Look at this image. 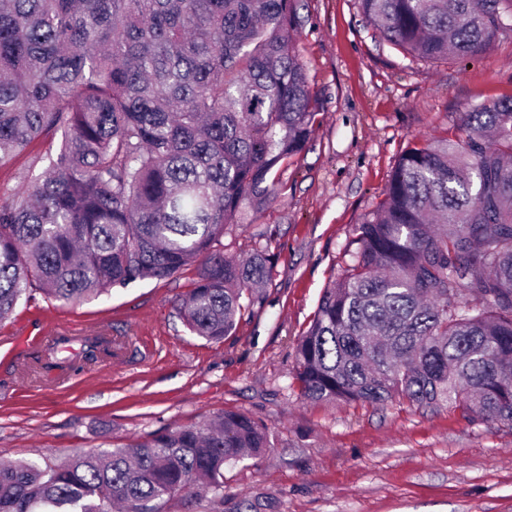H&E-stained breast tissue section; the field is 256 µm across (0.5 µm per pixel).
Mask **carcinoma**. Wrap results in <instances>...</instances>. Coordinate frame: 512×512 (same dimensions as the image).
<instances>
[{"instance_id":"carcinoma-1","label":"carcinoma","mask_w":512,"mask_h":512,"mask_svg":"<svg viewBox=\"0 0 512 512\" xmlns=\"http://www.w3.org/2000/svg\"><path fill=\"white\" fill-rule=\"evenodd\" d=\"M416 59L486 54L512 0H358ZM297 0H0V163L56 133L50 169L0 195V321L22 298L90 299L197 268L176 309L220 342L262 304L276 257L224 252L306 147L316 112ZM467 138L414 137L357 248L296 340L310 402L451 404L512 428V97L465 113ZM110 353L84 340L81 357ZM224 410L64 463H0V512H164L261 455Z\"/></svg>"}]
</instances>
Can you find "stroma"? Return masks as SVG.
Returning <instances> with one entry per match:
<instances>
[{
    "label": "stroma",
    "instance_id": "35a3bbf8",
    "mask_svg": "<svg viewBox=\"0 0 512 512\" xmlns=\"http://www.w3.org/2000/svg\"><path fill=\"white\" fill-rule=\"evenodd\" d=\"M297 12L314 132L267 207L224 235L242 255L272 234L278 262L263 305L214 343L175 309L192 266L89 301L34 293L0 322L14 345L0 351V461L61 459L234 410L263 424L269 448L225 466L222 497L189 492L170 512H217L244 495L264 512H512V429L450 405L309 402L293 380L295 340L413 136L457 135L464 112L512 96V30L488 54L430 62L380 41L358 0H298ZM47 149L38 141L0 164V193L41 174ZM73 322L120 337L121 354L76 374L23 370L35 355L26 337Z\"/></svg>",
    "mask_w": 512,
    "mask_h": 512
}]
</instances>
